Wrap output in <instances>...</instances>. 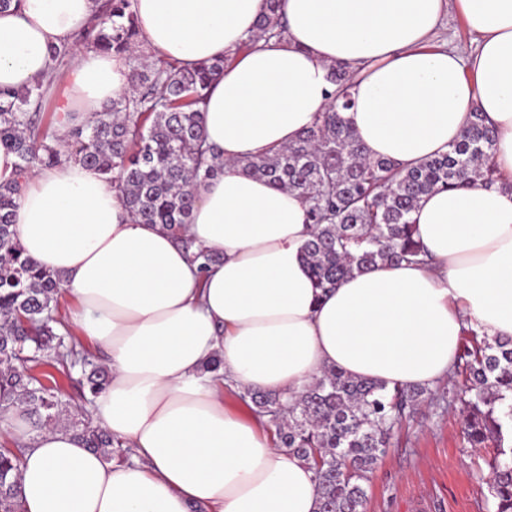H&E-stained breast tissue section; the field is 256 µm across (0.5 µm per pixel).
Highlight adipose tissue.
I'll return each instance as SVG.
<instances>
[{"label": "adipose tissue", "mask_w": 512, "mask_h": 512, "mask_svg": "<svg viewBox=\"0 0 512 512\" xmlns=\"http://www.w3.org/2000/svg\"><path fill=\"white\" fill-rule=\"evenodd\" d=\"M474 51L432 46L446 7ZM96 0H20L0 11V88L55 73L52 48L88 29ZM265 0H134L149 52L187 67L229 58L208 89L204 137L224 172L198 191L187 234L217 255L199 272L160 224H139L97 170H35L14 210L25 257L59 276L71 324L107 355L90 406L97 426L133 449L106 462L72 431L0 413L25 443L22 512H318L311 463L277 446L225 390L294 397L332 367L386 386L445 381L464 329L512 338V190L482 182L437 191L412 212L432 264L380 265L316 288L302 257L312 226L296 193L235 162L265 156L312 128L353 75L342 117L368 156L412 167L446 153L472 112L497 132L512 178V0H282L285 31L238 53ZM55 102L60 137L130 88L126 56L77 48ZM221 358L218 373L206 365Z\"/></svg>", "instance_id": "adipose-tissue-1"}]
</instances>
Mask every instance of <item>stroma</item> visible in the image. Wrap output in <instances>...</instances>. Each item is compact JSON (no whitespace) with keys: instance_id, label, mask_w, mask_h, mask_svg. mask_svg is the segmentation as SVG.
<instances>
[{"instance_id":"obj_1","label":"stroma","mask_w":512,"mask_h":512,"mask_svg":"<svg viewBox=\"0 0 512 512\" xmlns=\"http://www.w3.org/2000/svg\"><path fill=\"white\" fill-rule=\"evenodd\" d=\"M459 406L425 402L394 433L365 484V512H492L484 463L460 432Z\"/></svg>"}]
</instances>
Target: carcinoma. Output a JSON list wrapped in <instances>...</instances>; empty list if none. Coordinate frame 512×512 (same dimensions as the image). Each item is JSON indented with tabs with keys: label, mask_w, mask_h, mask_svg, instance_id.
I'll return each instance as SVG.
<instances>
[{
	"label": "carcinoma",
	"mask_w": 512,
	"mask_h": 512,
	"mask_svg": "<svg viewBox=\"0 0 512 512\" xmlns=\"http://www.w3.org/2000/svg\"><path fill=\"white\" fill-rule=\"evenodd\" d=\"M280 11L281 0H266L246 45L282 35ZM83 40L106 52L136 53L142 39L133 0H108ZM224 65L219 59L196 68L170 62L132 68L131 92L72 128L63 149L41 84L21 93L0 89V144L19 160L17 178L0 185V411L20 406L36 425L58 424L67 404L55 377L39 372L55 357L65 361L66 377L79 374L74 382L88 404L108 380L98 356L66 343L70 332L60 313L59 278L23 257L15 241L13 210L28 175L62 161L96 169L122 193L136 221L164 225L206 270L217 257L193 251L185 229L197 186L224 169L205 145L201 110ZM331 81L330 105L296 143L238 161L308 203L313 232L302 254L317 287L334 288L380 264L424 262L411 219L423 196L478 179L512 189L500 181L493 162L495 132L482 113H473L448 152L402 168L388 158L369 157L340 116L352 104L347 67H333ZM467 334L459 356L465 387L452 385L440 397L460 403L462 434L471 447L494 448L487 462L493 512H512V340L480 339L472 328ZM432 393L419 386L389 389L330 368L289 402L275 392L246 390L240 396L275 429L278 446L312 463L321 487L319 512H365L367 474L386 454L394 429ZM69 430L108 462L131 457L86 417L72 421ZM24 451L18 443L0 449V512H21L17 479Z\"/></svg>",
	"instance_id": "obj_1"
}]
</instances>
